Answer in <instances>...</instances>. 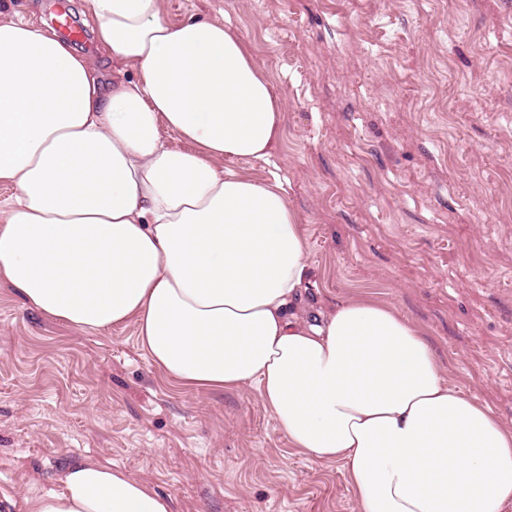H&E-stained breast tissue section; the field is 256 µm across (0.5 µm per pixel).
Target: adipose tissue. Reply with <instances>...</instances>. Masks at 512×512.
<instances>
[{"label":"adipose tissue","instance_id":"ef3b65f1","mask_svg":"<svg viewBox=\"0 0 512 512\" xmlns=\"http://www.w3.org/2000/svg\"><path fill=\"white\" fill-rule=\"evenodd\" d=\"M117 75L0 14V284L77 331L135 324L189 387H256L289 443L343 462L361 512H505L512 427L449 385L392 306L301 308L307 237L268 160L283 114L237 32L165 20L162 0H83ZM187 142L167 148L161 129ZM24 512H173L111 465H68Z\"/></svg>","mask_w":512,"mask_h":512}]
</instances>
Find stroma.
<instances>
[{
    "mask_svg": "<svg viewBox=\"0 0 512 512\" xmlns=\"http://www.w3.org/2000/svg\"><path fill=\"white\" fill-rule=\"evenodd\" d=\"M65 4L73 49L112 62L81 0H0L35 24ZM231 25L279 95L270 162L306 227L308 301L370 297L434 348L446 377L512 426V0H163ZM112 464L175 512H360L342 462L292 448L257 391L180 386L135 324L79 332L0 285V512Z\"/></svg>",
    "mask_w": 512,
    "mask_h": 512,
    "instance_id": "1",
    "label": "stroma"
}]
</instances>
